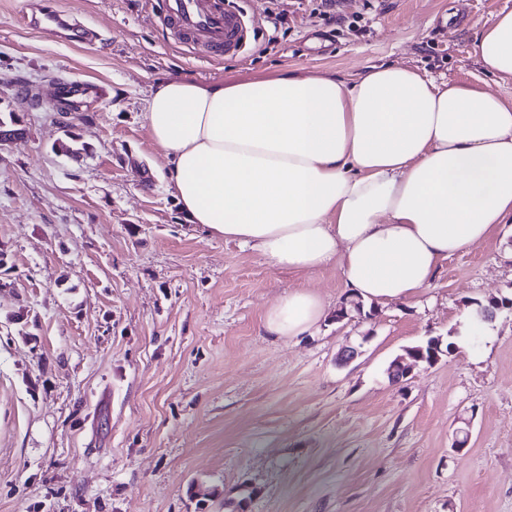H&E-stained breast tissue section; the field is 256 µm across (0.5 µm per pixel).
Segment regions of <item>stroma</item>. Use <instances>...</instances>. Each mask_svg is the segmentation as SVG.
Wrapping results in <instances>:
<instances>
[{"label":"stroma","instance_id":"stroma-1","mask_svg":"<svg viewBox=\"0 0 512 512\" xmlns=\"http://www.w3.org/2000/svg\"><path fill=\"white\" fill-rule=\"evenodd\" d=\"M228 2L251 39L224 57L181 41L163 0H0V111L26 130L0 148V512H512V310L470 327L475 303L512 299V223L417 299L340 320L336 267L291 275L189 223L144 118L158 80L282 70L512 93L476 50L512 0H340V24L312 0L280 24L271 0ZM42 9L100 41L35 27ZM72 79L103 91L85 111L56 97ZM65 121L81 157L55 148ZM297 288L325 318L265 334ZM437 336L450 355L389 380Z\"/></svg>","mask_w":512,"mask_h":512}]
</instances>
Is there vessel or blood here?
Returning a JSON list of instances; mask_svg holds the SVG:
<instances>
[{
	"instance_id": "vessel-or-blood-1",
	"label": "vessel or blood",
	"mask_w": 512,
	"mask_h": 512,
	"mask_svg": "<svg viewBox=\"0 0 512 512\" xmlns=\"http://www.w3.org/2000/svg\"><path fill=\"white\" fill-rule=\"evenodd\" d=\"M168 17L184 42L203 46L210 54H237L247 44L248 29L242 13L228 10L221 0H168ZM35 23L64 30L75 42L87 44L97 39L94 30L64 14L47 13Z\"/></svg>"
}]
</instances>
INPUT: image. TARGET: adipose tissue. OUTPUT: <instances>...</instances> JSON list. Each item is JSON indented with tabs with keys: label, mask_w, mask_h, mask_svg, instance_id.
I'll use <instances>...</instances> for the list:
<instances>
[{
	"label": "adipose tissue",
	"mask_w": 512,
	"mask_h": 512,
	"mask_svg": "<svg viewBox=\"0 0 512 512\" xmlns=\"http://www.w3.org/2000/svg\"><path fill=\"white\" fill-rule=\"evenodd\" d=\"M477 50L512 79V12ZM145 119L191 223L291 272L336 265L368 302L416 297L441 261L512 221V96L474 84L391 64L351 83L317 71L161 80ZM324 315L299 288L262 327L288 340Z\"/></svg>",
	"instance_id": "ef3b65f1"
}]
</instances>
